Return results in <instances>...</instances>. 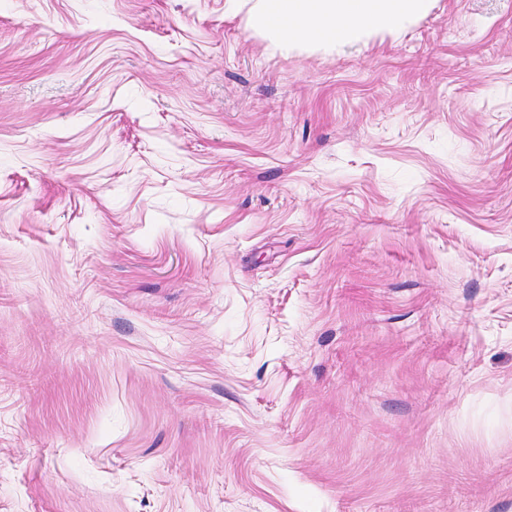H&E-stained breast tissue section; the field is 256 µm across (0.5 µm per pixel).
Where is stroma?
Returning <instances> with one entry per match:
<instances>
[{"mask_svg": "<svg viewBox=\"0 0 512 512\" xmlns=\"http://www.w3.org/2000/svg\"><path fill=\"white\" fill-rule=\"evenodd\" d=\"M245 14L0 0V512H512V0ZM434 0H252L246 27L284 50L347 46L374 32L393 33L430 11Z\"/></svg>", "mask_w": 512, "mask_h": 512, "instance_id": "stroma-1", "label": "stroma"}]
</instances>
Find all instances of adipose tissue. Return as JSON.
<instances>
[{"instance_id": "adipose-tissue-1", "label": "adipose tissue", "mask_w": 512, "mask_h": 512, "mask_svg": "<svg viewBox=\"0 0 512 512\" xmlns=\"http://www.w3.org/2000/svg\"><path fill=\"white\" fill-rule=\"evenodd\" d=\"M433 0H252L246 27L288 50L347 46L374 32L393 33L430 11Z\"/></svg>"}]
</instances>
